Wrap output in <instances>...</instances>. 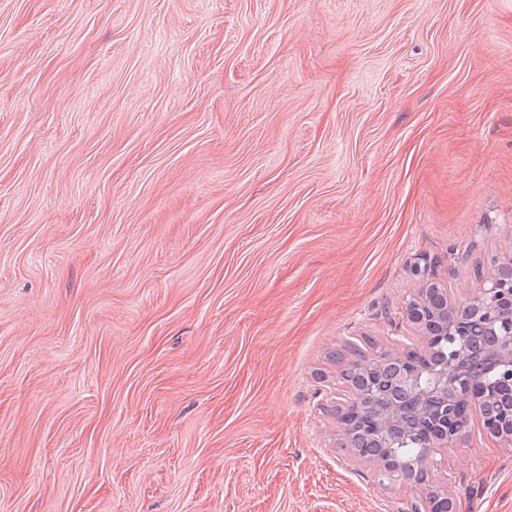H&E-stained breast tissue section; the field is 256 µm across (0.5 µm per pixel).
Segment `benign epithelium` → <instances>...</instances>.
Returning a JSON list of instances; mask_svg holds the SVG:
<instances>
[{"instance_id":"7a95c632","label":"benign epithelium","mask_w":512,"mask_h":512,"mask_svg":"<svg viewBox=\"0 0 512 512\" xmlns=\"http://www.w3.org/2000/svg\"><path fill=\"white\" fill-rule=\"evenodd\" d=\"M404 313L414 333L413 342L409 350L395 353L402 364L401 380L389 406L378 415L376 426L381 431L388 430L392 419L400 413L402 400L414 398L423 407L431 445L411 463L391 458L377 460L372 477L380 485L395 481L412 485L415 472H428L437 467V456L448 449V440L464 429L462 418L474 409L479 411L481 423L491 436L512 443V413L503 416L499 405L494 403L493 386L476 384L461 367L445 366L436 371L432 366L435 336L446 335L460 342L465 335L461 322L468 317L480 316L498 336L496 368L500 374L499 382L512 386V261L500 265L477 294L456 298L451 303L448 294L438 293L437 283L426 279L417 289L413 304L404 307ZM450 388L453 398L444 407L436 412L428 408L429 397ZM370 392L371 387L366 386L360 390L348 389L343 394L340 406L344 411L336 418V427L347 445L351 440L350 416L356 413V406ZM418 488L423 510L412 512H453V497L448 495V489L423 484Z\"/></svg>"}]
</instances>
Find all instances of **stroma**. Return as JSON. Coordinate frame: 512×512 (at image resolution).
I'll use <instances>...</instances> for the list:
<instances>
[{
    "mask_svg": "<svg viewBox=\"0 0 512 512\" xmlns=\"http://www.w3.org/2000/svg\"><path fill=\"white\" fill-rule=\"evenodd\" d=\"M511 258L512 0H0V512H406L331 355Z\"/></svg>",
    "mask_w": 512,
    "mask_h": 512,
    "instance_id": "1",
    "label": "stroma"
}]
</instances>
